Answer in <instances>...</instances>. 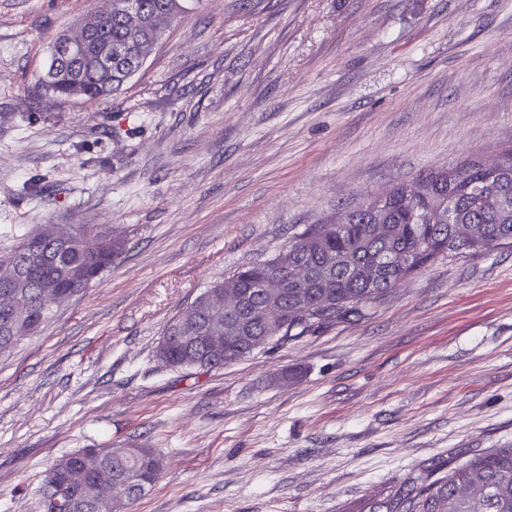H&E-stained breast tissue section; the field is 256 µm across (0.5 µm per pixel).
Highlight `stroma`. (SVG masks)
<instances>
[{
  "label": "stroma",
  "mask_w": 512,
  "mask_h": 512,
  "mask_svg": "<svg viewBox=\"0 0 512 512\" xmlns=\"http://www.w3.org/2000/svg\"><path fill=\"white\" fill-rule=\"evenodd\" d=\"M184 6L121 92L85 103L45 90L50 47L108 0H0V265L51 224L125 241L0 351V512H41L79 448L160 453L123 512H372L512 444L509 247L439 257L362 316L221 369L156 356L211 283L511 145L512 0Z\"/></svg>",
  "instance_id": "obj_1"
}]
</instances>
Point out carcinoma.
I'll return each mask as SVG.
<instances>
[{
	"label": "carcinoma",
	"instance_id": "carcinoma-1",
	"mask_svg": "<svg viewBox=\"0 0 512 512\" xmlns=\"http://www.w3.org/2000/svg\"><path fill=\"white\" fill-rule=\"evenodd\" d=\"M143 5L140 25L128 27L120 12H112L102 34L89 44L80 58L66 62V70L76 76L75 84L66 81L48 84L53 95L64 99L94 102L116 94L139 71L137 58L156 49L169 28L157 29L154 15L167 11L169 23L177 22L185 12L183 0H139ZM503 169L496 175L500 189L483 193L481 183L488 177L480 161L470 159L455 166L431 171L425 178L433 181V194L425 201L405 198L401 187L390 195L369 200L361 208L347 211L345 224L327 221L315 224L289 241L285 250L264 263L240 267L229 283L257 281L267 276L288 277V266L304 262L312 276L303 288H288L280 301L291 310L288 328L279 340L300 336L338 319L359 316L369 305L385 296L390 284L405 272H416L441 254L456 256L471 250H491L512 246V145L503 149ZM452 207L462 224H478L477 238L462 241L455 237L452 224H429L428 211ZM384 216L400 228L390 242L378 244L369 236L373 215ZM83 224H68L67 240L49 236L43 251L49 259L30 274L26 294L25 321L40 329L51 317L53 308L40 297V285L51 282L63 294L69 292L67 270L71 265L84 269L93 281L112 267L122 250L123 240L112 235V248L95 259H87L76 239ZM378 261L380 280L368 286L349 274L350 266ZM206 289L163 331L179 340L159 341L156 356L174 369H220L251 354L248 340L266 335V325L257 311L268 301L259 288H241L247 295L246 308L225 310L207 304ZM16 319L14 305L0 297V350L16 344L20 337L10 334ZM237 336L242 349L230 348L219 354L211 350L210 337ZM162 469L160 454L151 448L131 445L127 448H102L79 455L63 456L47 475L42 486V503L52 512L55 496L65 500L72 512H119L120 505L89 490L98 484L125 481V501L131 504L144 495ZM386 512H512V444L476 454L461 464L438 469L435 477L395 494L386 502Z\"/></svg>",
	"mask_w": 512,
	"mask_h": 512
}]
</instances>
